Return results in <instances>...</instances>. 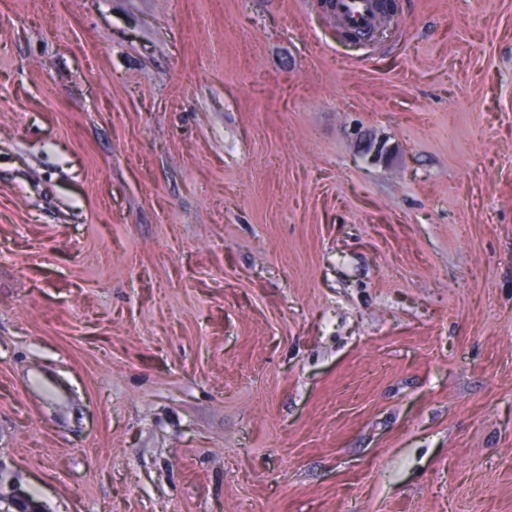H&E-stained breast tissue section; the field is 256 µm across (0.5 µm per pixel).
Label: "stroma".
<instances>
[{"label": "stroma", "mask_w": 512, "mask_h": 512, "mask_svg": "<svg viewBox=\"0 0 512 512\" xmlns=\"http://www.w3.org/2000/svg\"><path fill=\"white\" fill-rule=\"evenodd\" d=\"M384 28L0 0V493L512 512V0Z\"/></svg>", "instance_id": "1"}]
</instances>
